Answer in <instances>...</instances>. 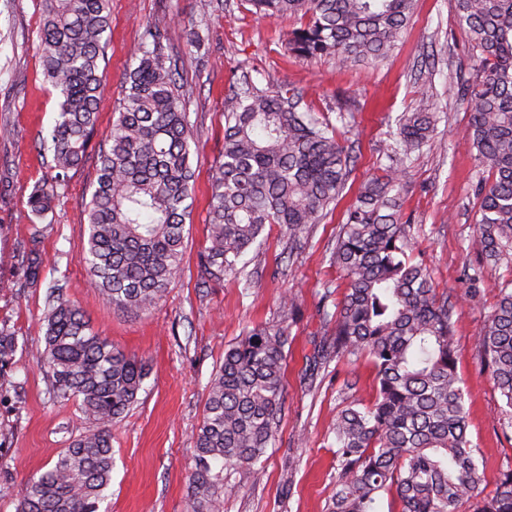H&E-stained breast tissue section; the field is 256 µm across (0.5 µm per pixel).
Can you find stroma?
<instances>
[{
    "label": "stroma",
    "mask_w": 512,
    "mask_h": 512,
    "mask_svg": "<svg viewBox=\"0 0 512 512\" xmlns=\"http://www.w3.org/2000/svg\"><path fill=\"white\" fill-rule=\"evenodd\" d=\"M198 0H112L107 32L106 83L98 104L94 143L109 134L122 97L133 49L146 25L171 29V55L189 96L195 203L186 223L183 272L164 300L144 314L107 303L88 283L80 255L86 241L84 202L95 163L73 172L47 218L36 221L26 206L33 186L50 175L47 136L58 97L40 63V17L44 0H0V327L17 337L8 380L0 382V512H16L18 491L31 473L47 468L83 433L74 402L53 401L50 379L37 363L45 347L44 300L50 284L62 285L94 329L142 358L148 376L139 400L112 428L114 467L108 512H187L188 475L194 465V434L201 422L207 383L245 325L288 324L283 420L274 448L240 468L238 493L225 497L224 512H325L334 491L336 445L330 425L355 397L371 399L373 369L367 361L330 364L305 386L303 376L321 340L331 332L318 312L324 288L344 289L331 261L346 208L363 183L389 164L381 147L398 117L423 108L437 114L432 144L403 163L406 193L402 221L410 227V256L424 262L438 291L448 292L458 314L454 328L457 368L469 390L468 434L486 468L485 493L501 469L512 466V439L499 426L502 401L475 349L495 286L512 279V260L487 265L474 242L478 170L465 137L470 103L458 94L479 62L457 24L454 0H417L412 20L395 49L378 65L311 60L289 53L294 17L270 18L246 0H220L200 17ZM195 29L198 50L184 49ZM434 68L432 81L420 75ZM251 82L302 89L316 112L346 120L338 126L353 166L332 214L290 246L279 225L267 226L260 250L239 262L244 277L197 282L198 254L205 244L211 168L224 145V99L232 87ZM37 283H28L18 254L33 228ZM482 269L480 305L468 300L465 271ZM293 298L295 311L281 306Z\"/></svg>",
    "instance_id": "1"
}]
</instances>
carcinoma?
I'll return each instance as SVG.
<instances>
[{"label":"carcinoma","instance_id":"cac0c4a2","mask_svg":"<svg viewBox=\"0 0 512 512\" xmlns=\"http://www.w3.org/2000/svg\"><path fill=\"white\" fill-rule=\"evenodd\" d=\"M269 17L301 15L288 50L340 64L378 62L410 22L414 0H247ZM457 19L482 72L466 85L467 137L480 167L475 238L493 263L512 258V0H454ZM112 0H45L41 64L58 93V112L40 147L52 153L51 177L27 197L41 220L82 167L97 124L106 67L105 34ZM173 39L148 25L134 49L137 65L110 134L99 146L94 190L85 203L87 241L81 262L90 286L112 306L140 314L154 308L182 273L186 219L193 208L188 96L169 65ZM306 92L232 91L224 99V148L212 168L208 234L199 254L204 283L239 273L237 264L262 244L266 225L296 238L338 202L350 157L338 128L301 107ZM434 113L404 114L390 152L404 160L431 141ZM402 170L368 180L345 210L333 263L346 292L319 312L332 327L313 357L365 359L374 369L375 397L342 409L331 424L336 444L335 492L326 512H376L395 493L401 512H512V468L499 473L492 495L479 450L467 435L465 382L457 370L456 305L436 292L425 265L415 263L402 223ZM497 299L475 346L507 407L500 423L512 431V280ZM40 366L54 397L77 402L93 423L55 461L24 481L17 512H99L112 480V424L135 403L147 373L142 360L100 335L61 288L45 300ZM17 338L0 328V375ZM288 326L243 330L208 383L189 476L188 512H222L239 491L238 469L274 447L284 397Z\"/></svg>","mask_w":512,"mask_h":512}]
</instances>
